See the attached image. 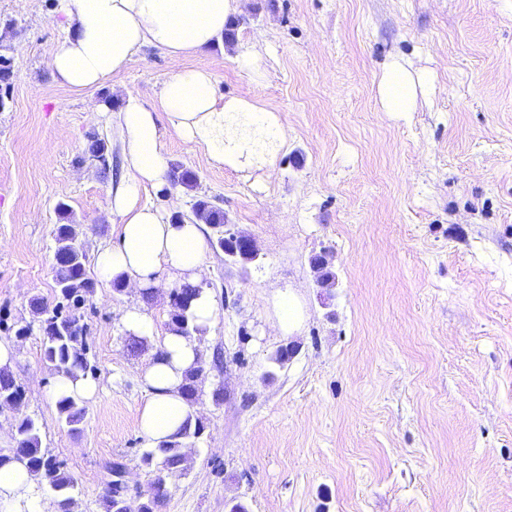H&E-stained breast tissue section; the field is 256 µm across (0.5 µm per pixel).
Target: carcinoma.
Instances as JSON below:
<instances>
[{
    "label": "carcinoma",
    "instance_id": "carcinoma-1",
    "mask_svg": "<svg viewBox=\"0 0 512 512\" xmlns=\"http://www.w3.org/2000/svg\"><path fill=\"white\" fill-rule=\"evenodd\" d=\"M88 152L94 159L108 163V147L103 140L90 137ZM167 183L170 188H192L197 185L198 176L193 171L174 164L168 172ZM58 210L67 223L58 224L54 229L57 243L53 267L55 303L51 305L39 298H33L30 307L43 336L46 362L53 367L55 373L75 378L79 372L86 373L89 365L86 324L80 309L94 296L97 283L88 274V254L80 225L68 222L70 213L66 204H59ZM193 214L212 226L216 237L210 239V244L214 249L231 253V259L235 261H245V248L224 239L226 216L223 208L201 198L194 203ZM197 292L198 289L189 284H181L171 289L172 304L167 329L200 340L205 331L194 323V317L190 313L191 302ZM294 354V346L286 343L270 356V361L274 366L282 368ZM205 366L206 362L201 357L196 366L190 368L185 375L181 395L192 409L202 394L199 378L205 374ZM23 399L24 391L16 383L12 373L0 369V409L9 408L15 412L12 423L15 446L0 448V466L13 461L23 464L36 481V491L50 489L58 498L59 512H75L76 499L73 490L76 482L65 470L63 462L42 449L39 425L21 411ZM56 408L60 419L73 430L77 429L86 413L82 401L71 396L60 398L56 402ZM205 429L202 418L193 411L175 439L156 448H149L141 454V465L152 475V483L155 484L153 495L146 499L120 491L124 469L122 463L112 462L107 465L110 480L104 495L106 512H160L168 496L167 476L182 475L189 469L190 458L184 448L187 443L200 440Z\"/></svg>",
    "mask_w": 512,
    "mask_h": 512
}]
</instances>
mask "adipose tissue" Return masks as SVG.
<instances>
[{"mask_svg":"<svg viewBox=\"0 0 512 512\" xmlns=\"http://www.w3.org/2000/svg\"><path fill=\"white\" fill-rule=\"evenodd\" d=\"M233 2L59 0L65 34L49 65L64 85L84 91L110 82L146 46L172 57L193 56L222 38ZM424 83L406 63L393 62L377 86L382 111H414ZM107 117L122 155L111 192L119 222L112 245L97 256V273L103 281L154 294L174 281L191 284L198 290L192 305L196 322L211 328L215 304L204 285L208 242L202 220L173 223L169 209L143 201L141 193L167 184L164 131L175 133L188 149L204 150L217 165L246 169L272 163L282 143L280 120L252 101L225 97L204 68L167 78L153 104L130 96L116 113L97 107L89 114L94 123ZM124 324L131 335L157 343L142 368L147 397L138 418L141 435L156 446L180 434L190 412L180 387L197 359L198 342L172 332L157 335L150 314L139 307L125 311Z\"/></svg>","mask_w":512,"mask_h":512,"instance_id":"adipose-tissue-1","label":"adipose tissue"}]
</instances>
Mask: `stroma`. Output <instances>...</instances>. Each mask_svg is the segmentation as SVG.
Instances as JSON below:
<instances>
[{
  "label": "stroma",
  "instance_id": "obj_1",
  "mask_svg": "<svg viewBox=\"0 0 512 512\" xmlns=\"http://www.w3.org/2000/svg\"><path fill=\"white\" fill-rule=\"evenodd\" d=\"M58 0H0V53L14 77L0 108V317L30 320L53 300L58 203L88 254L111 245L114 171L104 99L152 103L189 68L224 94L274 112L283 141L271 167H216L164 138L169 163L195 172L183 214L220 198L228 224L255 242L247 266L208 250L215 321L200 348L221 351L196 410L204 436L162 512H512V0H237L233 41L189 58L144 48L104 88L76 92L47 62L64 28ZM258 50L259 70L239 64ZM396 60L435 86L412 112L381 111L378 82ZM328 253L320 287L311 259ZM299 297L304 320L283 335L276 303ZM144 306L158 333L168 292L98 284L83 310L99 394L78 430L61 422L42 336L0 332L15 353L23 411L42 446L77 481L76 512H104L108 463L148 494L138 430L147 390L125 311ZM287 367L269 358L282 344ZM223 388L214 404L212 392Z\"/></svg>",
  "mask_w": 512,
  "mask_h": 512
}]
</instances>
